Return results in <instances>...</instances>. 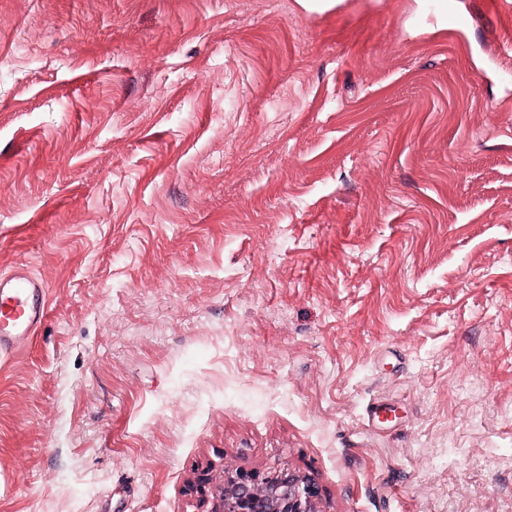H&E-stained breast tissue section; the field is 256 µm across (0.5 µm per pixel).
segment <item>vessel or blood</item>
<instances>
[{
	"instance_id": "obj_1",
	"label": "vessel or blood",
	"mask_w": 512,
	"mask_h": 512,
	"mask_svg": "<svg viewBox=\"0 0 512 512\" xmlns=\"http://www.w3.org/2000/svg\"><path fill=\"white\" fill-rule=\"evenodd\" d=\"M48 311V287L29 268L0 275V354L32 343Z\"/></svg>"
}]
</instances>
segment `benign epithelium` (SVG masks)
<instances>
[{"label":"benign epithelium","instance_id":"benign-epithelium-1","mask_svg":"<svg viewBox=\"0 0 512 512\" xmlns=\"http://www.w3.org/2000/svg\"><path fill=\"white\" fill-rule=\"evenodd\" d=\"M203 512H318L320 489L313 479L289 469H226L199 472L191 486Z\"/></svg>","mask_w":512,"mask_h":512}]
</instances>
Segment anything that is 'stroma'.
I'll use <instances>...</instances> for the list:
<instances>
[{
  "mask_svg": "<svg viewBox=\"0 0 512 512\" xmlns=\"http://www.w3.org/2000/svg\"><path fill=\"white\" fill-rule=\"evenodd\" d=\"M439 2L0 0V512H512V4ZM48 311V287L29 268L0 275V354L10 355L33 342ZM199 512H318L320 489L313 479L290 469L246 471L210 468L199 472L191 486Z\"/></svg>",
  "mask_w": 512,
  "mask_h": 512,
  "instance_id": "obj_1",
  "label": "stroma"
}]
</instances>
